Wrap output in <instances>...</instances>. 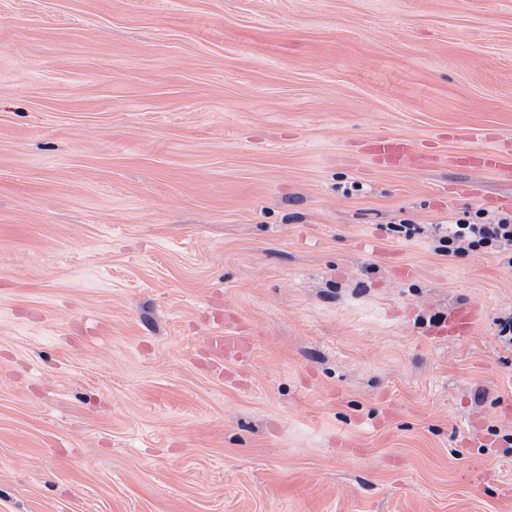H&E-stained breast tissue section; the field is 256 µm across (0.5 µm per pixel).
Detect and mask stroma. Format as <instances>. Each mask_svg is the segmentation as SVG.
I'll return each instance as SVG.
<instances>
[{
	"mask_svg": "<svg viewBox=\"0 0 512 512\" xmlns=\"http://www.w3.org/2000/svg\"><path fill=\"white\" fill-rule=\"evenodd\" d=\"M470 126L512 0H0V512H512V185L363 152ZM369 152L378 166L389 169L402 168L421 159L415 145L399 137H377L370 143ZM481 215V211L469 212L448 221L439 236L438 249L452 258L483 249L497 254L510 250L507 263L511 266L512 215H503L495 224H484ZM476 321L475 309H455L448 315L444 330L448 336L458 337L467 335Z\"/></svg>",
	"mask_w": 512,
	"mask_h": 512,
	"instance_id": "1",
	"label": "stroma"
}]
</instances>
